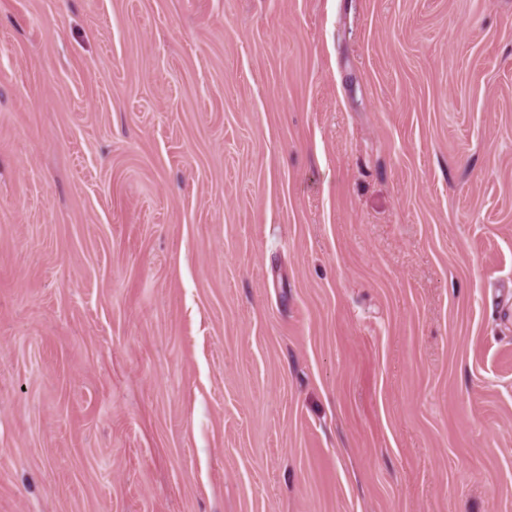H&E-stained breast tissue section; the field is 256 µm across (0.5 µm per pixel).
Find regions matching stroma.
<instances>
[{"mask_svg": "<svg viewBox=\"0 0 512 512\" xmlns=\"http://www.w3.org/2000/svg\"><path fill=\"white\" fill-rule=\"evenodd\" d=\"M0 512H512V0H0Z\"/></svg>", "mask_w": 512, "mask_h": 512, "instance_id": "35a3bbf8", "label": "stroma"}]
</instances>
